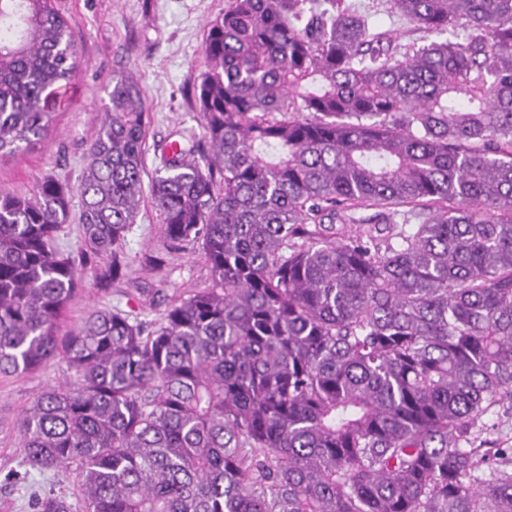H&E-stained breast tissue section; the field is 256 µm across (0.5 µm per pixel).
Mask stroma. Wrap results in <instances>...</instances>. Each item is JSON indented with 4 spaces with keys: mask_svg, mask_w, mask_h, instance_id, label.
Instances as JSON below:
<instances>
[{
    "mask_svg": "<svg viewBox=\"0 0 512 512\" xmlns=\"http://www.w3.org/2000/svg\"><path fill=\"white\" fill-rule=\"evenodd\" d=\"M377 10L379 30L393 46H423L442 41L395 15L381 13V0H359ZM226 0H56L68 19L79 61L76 79L64 92L47 136L37 144L0 157V188L32 193L36 183L51 175L77 186L87 164L86 151L97 135L116 77H131L143 93L149 114L144 180H151L157 157L171 142L205 151L195 84L204 68L207 25L224 12ZM123 276L105 288L92 285V271L68 306L61 333L75 331L89 312L118 309L154 325L172 300L208 283V271L198 249H171L162 218L150 201H142L135 224L122 245ZM74 372L64 356L26 373L0 375V512H33V497L53 493L81 507L82 470H26L19 420L48 387L65 384ZM23 471L27 479L7 486V473Z\"/></svg>",
    "mask_w": 512,
    "mask_h": 512,
    "instance_id": "obj_1",
    "label": "stroma"
}]
</instances>
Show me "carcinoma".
<instances>
[{
  "instance_id": "cac0c4a2",
  "label": "carcinoma",
  "mask_w": 512,
  "mask_h": 512,
  "mask_svg": "<svg viewBox=\"0 0 512 512\" xmlns=\"http://www.w3.org/2000/svg\"><path fill=\"white\" fill-rule=\"evenodd\" d=\"M387 2L455 39L397 51L344 0L210 22L209 151L163 148L150 187L208 284L152 329L97 309L59 333L85 267L123 273L136 82L112 83L77 189H0V374L68 359L20 432L30 468H82L81 512H512V448L474 436L512 403V0ZM75 55L54 0H0V157L44 139ZM74 220L76 257L55 246Z\"/></svg>"
}]
</instances>
